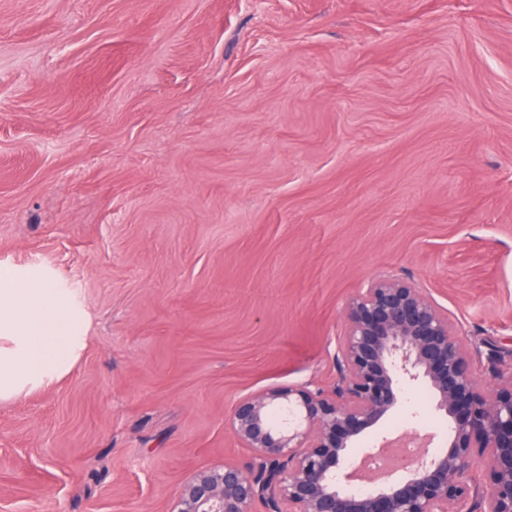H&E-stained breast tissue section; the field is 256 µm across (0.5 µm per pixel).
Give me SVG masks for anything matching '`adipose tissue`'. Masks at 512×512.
I'll list each match as a JSON object with an SVG mask.
<instances>
[{"label":"adipose tissue","mask_w":512,"mask_h":512,"mask_svg":"<svg viewBox=\"0 0 512 512\" xmlns=\"http://www.w3.org/2000/svg\"><path fill=\"white\" fill-rule=\"evenodd\" d=\"M83 312L44 275H0V401L66 373L83 347Z\"/></svg>","instance_id":"1"}]
</instances>
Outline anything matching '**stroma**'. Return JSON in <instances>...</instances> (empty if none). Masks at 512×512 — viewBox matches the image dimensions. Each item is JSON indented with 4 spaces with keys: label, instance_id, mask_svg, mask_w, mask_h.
<instances>
[{
    "label": "stroma",
    "instance_id": "1",
    "mask_svg": "<svg viewBox=\"0 0 512 512\" xmlns=\"http://www.w3.org/2000/svg\"><path fill=\"white\" fill-rule=\"evenodd\" d=\"M85 313L0 401V512H167L252 460L241 397L333 389L409 279L512 349V0H0V271ZM423 386L390 436H447Z\"/></svg>",
    "mask_w": 512,
    "mask_h": 512
}]
</instances>
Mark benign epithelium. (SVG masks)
Instances as JSON below:
<instances>
[{
	"instance_id": "7a95c632",
	"label": "benign epithelium",
	"mask_w": 512,
	"mask_h": 512,
	"mask_svg": "<svg viewBox=\"0 0 512 512\" xmlns=\"http://www.w3.org/2000/svg\"><path fill=\"white\" fill-rule=\"evenodd\" d=\"M336 386L240 398L225 418L253 452L247 467L190 476L168 512H512V364L485 391L448 310L411 281L374 279L346 305ZM426 385L448 417V447L422 450L382 480L349 450Z\"/></svg>"
}]
</instances>
